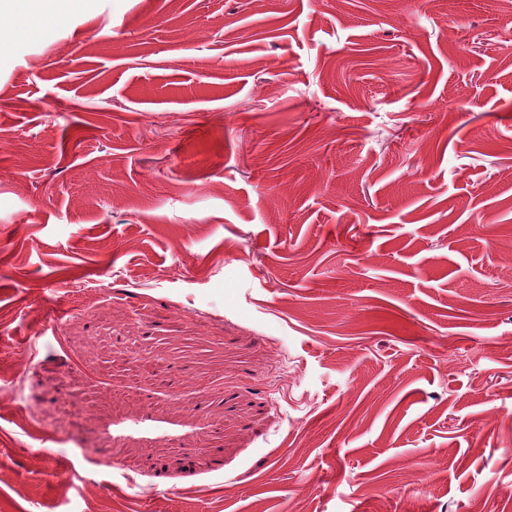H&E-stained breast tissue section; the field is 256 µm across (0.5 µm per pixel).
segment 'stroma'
Listing matches in <instances>:
<instances>
[{
    "label": "stroma",
    "mask_w": 512,
    "mask_h": 512,
    "mask_svg": "<svg viewBox=\"0 0 512 512\" xmlns=\"http://www.w3.org/2000/svg\"><path fill=\"white\" fill-rule=\"evenodd\" d=\"M508 488L512 0H82L0 50V512Z\"/></svg>",
    "instance_id": "35a3bbf8"
}]
</instances>
